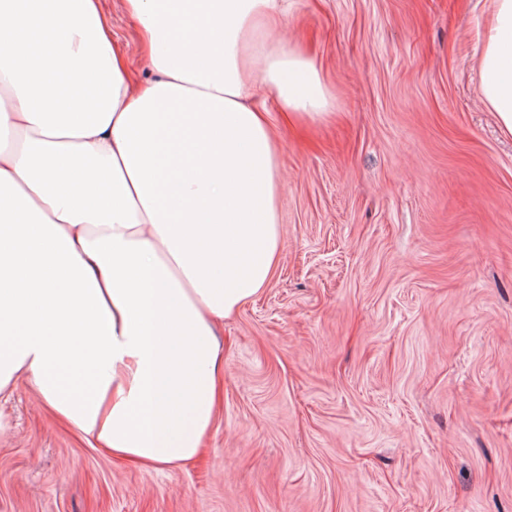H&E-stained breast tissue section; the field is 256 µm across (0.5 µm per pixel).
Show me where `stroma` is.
I'll use <instances>...</instances> for the list:
<instances>
[{
  "label": "stroma",
  "instance_id": "35a3bbf8",
  "mask_svg": "<svg viewBox=\"0 0 512 512\" xmlns=\"http://www.w3.org/2000/svg\"><path fill=\"white\" fill-rule=\"evenodd\" d=\"M137 80L124 0H100ZM491 0H292L334 115L280 126L275 274L222 330L202 454L147 468L0 394V512H512V136ZM479 92L499 128L512 136V0H494L479 59Z\"/></svg>",
  "mask_w": 512,
  "mask_h": 512
}]
</instances>
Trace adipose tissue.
I'll return each instance as SVG.
<instances>
[{"instance_id":"1","label":"adipose tissue","mask_w":512,"mask_h":512,"mask_svg":"<svg viewBox=\"0 0 512 512\" xmlns=\"http://www.w3.org/2000/svg\"><path fill=\"white\" fill-rule=\"evenodd\" d=\"M135 86L99 0H0V391L28 374L96 447L144 465L202 450L217 329L270 281L284 183L272 93L327 118L289 0H125ZM479 92L512 136V0H493Z\"/></svg>"}]
</instances>
